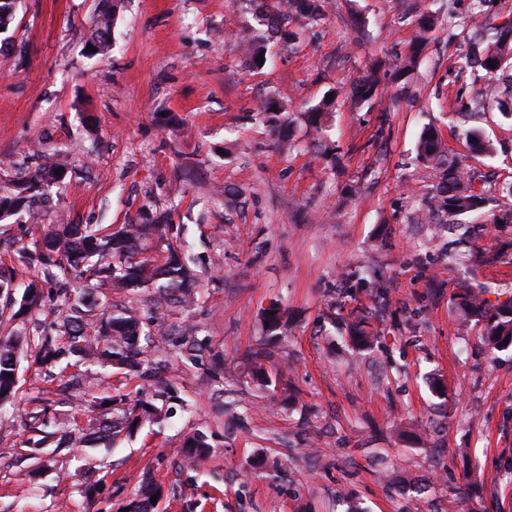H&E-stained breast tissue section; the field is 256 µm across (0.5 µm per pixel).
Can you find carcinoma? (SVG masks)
<instances>
[{"label":"carcinoma","instance_id":"cac0c4a2","mask_svg":"<svg viewBox=\"0 0 512 512\" xmlns=\"http://www.w3.org/2000/svg\"><path fill=\"white\" fill-rule=\"evenodd\" d=\"M271 35L280 36L290 45L296 39L292 32L284 30L292 14L312 21L319 20L324 14L322 0H251ZM113 14L103 12L93 18V46L99 51L110 47ZM435 18L422 15L416 21L415 36L410 53L395 59L388 66L377 64L363 74L355 86L356 99L377 96L382 78L397 81L407 76L422 51L428 37L426 33L434 30ZM512 33V23L504 27L493 41L494 48L487 54L465 58V64L480 67L489 73L512 67V43L508 35ZM495 67L488 66V61ZM497 102L500 111L512 112V86L501 88L496 84L486 86L471 103L474 113L485 109L486 101ZM335 108V99H323L312 107L307 114L308 122L318 126L324 117ZM419 154L425 160H431L442 166L441 182L433 198L436 209L453 221L456 217L479 212L486 208L490 198L484 190H474L468 176L458 166L457 161L443 157L441 142L436 132L428 128L419 140ZM67 173L64 157H45L38 164L30 178L9 180L0 183V222L17 215L32 194H44L53 185L63 181ZM171 225L167 216L160 214L143 224H123L117 229L99 228L93 224H50L43 237L33 243V249L25 253L24 259L30 265H37L50 272L56 268L61 272H73L75 277L85 283V287L75 291L68 290V281L64 278L55 282L65 303L76 308L96 305L92 289L100 288L116 292H128L139 288L155 289L154 301L160 306H188L196 301L191 284L196 278L194 259L181 251L179 247H168L164 257L150 253L151 242L168 239ZM12 281L0 279V317L4 311L15 309L13 316L40 309L45 301L44 289L36 282L25 288L20 301H15L11 289ZM471 314L486 319V344L492 350H502L512 345V298L490 304L484 299H473L470 303ZM57 333L65 338L59 343L51 336H0V406L12 402L19 390V367L22 350L35 352L34 361L41 367L71 366L69 359L75 362L97 363L105 367L125 369L133 374H144L143 367L148 364L144 343L151 340V332L133 307L116 308L91 318L90 313L83 315H64L57 324ZM262 354L252 353L251 370L248 375L258 380V385L268 387L272 380L268 370L261 363ZM161 409L141 399H119V406L109 409L107 416L98 420V424L82 437L96 442L114 441L121 433L144 420L159 419ZM188 458L199 460L211 451L206 436L195 433L187 438ZM156 489L149 479H144L136 493V499L129 506V512H149L151 497Z\"/></svg>","mask_w":512,"mask_h":512}]
</instances>
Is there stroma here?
<instances>
[{
	"label": "stroma",
	"instance_id": "obj_1",
	"mask_svg": "<svg viewBox=\"0 0 512 512\" xmlns=\"http://www.w3.org/2000/svg\"><path fill=\"white\" fill-rule=\"evenodd\" d=\"M411 1L439 21L417 68L351 105L364 70L407 53ZM110 8L112 49L90 54L91 19ZM479 13L510 19L512 0H328L325 19L292 22L294 45L266 39L258 67L238 44L265 33L251 0H17L0 38V180L44 151L69 169L49 203L0 224V272L40 275L20 254L47 225L116 227L157 210L200 279L190 308L155 309L144 288L114 296L153 343L149 375L110 369L111 392L156 396L165 418L113 446L75 444L97 409L58 369L22 360L20 393L0 409L13 430L0 441V512H125L147 477L154 512H449L452 500L512 512V347L490 351L483 321L460 323L466 290L512 297V224L486 209L425 220L441 172L417 156L430 126L490 194L512 185V117L460 113L490 79L455 65L475 49L466 23ZM330 93L335 111L310 126L306 110ZM269 97L281 111L261 112ZM470 128L491 153L470 150ZM274 304L285 319L270 338ZM356 314L380 334L371 350L348 336ZM257 350L267 388L242 373ZM41 411L52 438L36 448L28 424ZM195 432L211 452L190 466ZM415 482L428 492L413 497Z\"/></svg>",
	"mask_w": 512,
	"mask_h": 512
}]
</instances>
